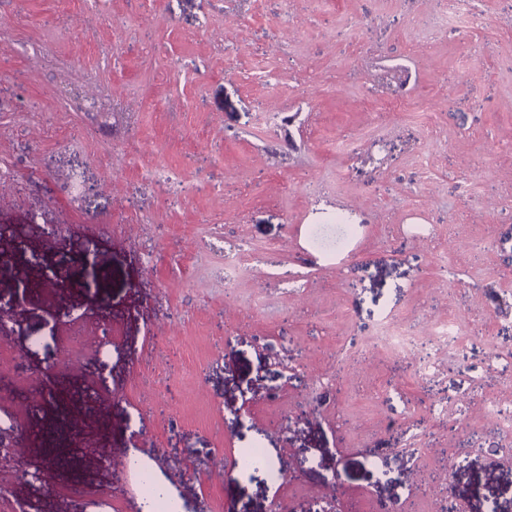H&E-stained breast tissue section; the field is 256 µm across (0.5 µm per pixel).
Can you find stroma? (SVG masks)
<instances>
[{
	"instance_id": "1",
	"label": "stroma",
	"mask_w": 512,
	"mask_h": 512,
	"mask_svg": "<svg viewBox=\"0 0 512 512\" xmlns=\"http://www.w3.org/2000/svg\"><path fill=\"white\" fill-rule=\"evenodd\" d=\"M451 10L0 0V512H138L133 454L179 512H512V0ZM431 335L437 342L455 343L458 346L463 344L459 333L458 318L453 312H448V317L432 326ZM414 332L406 329L397 319L384 317L381 322L380 337L383 343L398 355L407 354L417 342ZM485 413L494 419L501 430L506 434H512V403L508 405L500 401L487 399L483 402Z\"/></svg>"
}]
</instances>
